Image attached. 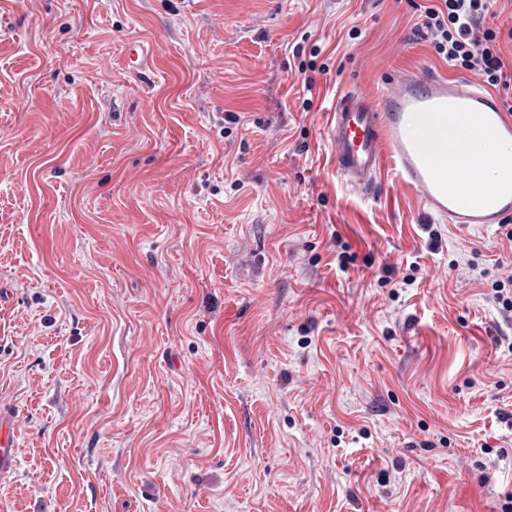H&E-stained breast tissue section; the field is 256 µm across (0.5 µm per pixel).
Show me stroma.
<instances>
[{
	"label": "stroma",
	"mask_w": 512,
	"mask_h": 512,
	"mask_svg": "<svg viewBox=\"0 0 512 512\" xmlns=\"http://www.w3.org/2000/svg\"><path fill=\"white\" fill-rule=\"evenodd\" d=\"M417 21L0 0V512H502L512 223L431 221L390 169L363 195L324 136L345 91L471 78ZM17 415L13 411L0 410V475L11 472L16 465Z\"/></svg>",
	"instance_id": "35a3bbf8"
}]
</instances>
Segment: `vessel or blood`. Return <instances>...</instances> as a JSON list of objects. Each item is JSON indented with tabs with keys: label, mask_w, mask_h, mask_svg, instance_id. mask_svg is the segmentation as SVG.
Instances as JSON below:
<instances>
[{
	"label": "vessel or blood",
	"mask_w": 512,
	"mask_h": 512,
	"mask_svg": "<svg viewBox=\"0 0 512 512\" xmlns=\"http://www.w3.org/2000/svg\"><path fill=\"white\" fill-rule=\"evenodd\" d=\"M464 112L512 147V113L478 82H460L417 70L389 77L373 98L354 91L337 99L326 129L332 162L342 179L364 194L378 186L384 165L413 190L427 211L451 224H503L512 220V166L502 165L478 193L466 191L450 164H436L434 145L445 134L448 115ZM422 115L419 133L408 131ZM17 415L0 410V475L16 465Z\"/></svg>",
	"instance_id": "obj_1"
}]
</instances>
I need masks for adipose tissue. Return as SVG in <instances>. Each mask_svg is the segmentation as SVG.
Wrapping results in <instances>:
<instances>
[{
  "instance_id": "ef3b65f1",
  "label": "adipose tissue",
  "mask_w": 512,
  "mask_h": 512,
  "mask_svg": "<svg viewBox=\"0 0 512 512\" xmlns=\"http://www.w3.org/2000/svg\"><path fill=\"white\" fill-rule=\"evenodd\" d=\"M463 123V118H449L444 142L437 147L436 153L454 162L466 187L474 191L493 174V164L504 154L505 149L493 132L477 127L473 128L470 137H461L458 129ZM475 151L483 155L486 161L484 167H470V155Z\"/></svg>"
}]
</instances>
